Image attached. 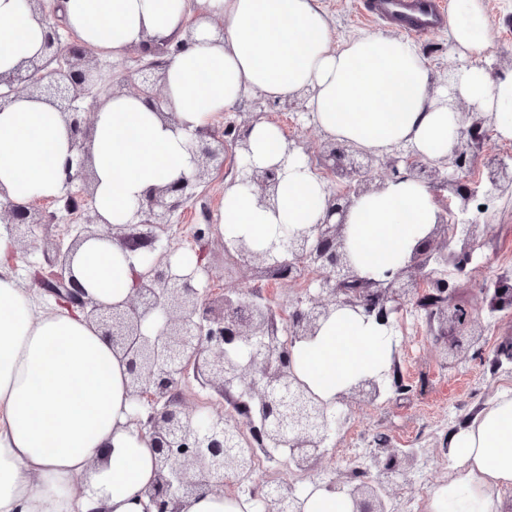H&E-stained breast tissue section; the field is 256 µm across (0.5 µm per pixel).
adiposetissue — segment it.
<instances>
[{
    "instance_id": "adipose-tissue-1",
    "label": "adipose tissue",
    "mask_w": 512,
    "mask_h": 512,
    "mask_svg": "<svg viewBox=\"0 0 512 512\" xmlns=\"http://www.w3.org/2000/svg\"><path fill=\"white\" fill-rule=\"evenodd\" d=\"M63 10L83 46L115 57L149 34L193 32L165 72L178 126L131 94L104 99L95 115L93 206L110 224L129 222L151 188L190 174L193 132L257 93L282 102L308 91L305 108L324 134L374 155L406 143L426 158L443 157L453 144L455 101L496 112L498 137L512 140V76L495 79L485 68L497 33L484 0H453L448 29L460 63L436 90L414 42L385 32L337 37L318 0H64ZM45 29L25 0H0V74L36 57ZM248 141L254 165L280 162L284 134L273 122H253ZM74 156L69 124L48 102L20 96L0 109V190L9 200L61 195ZM325 188L299 158L279 184L276 209L259 208L243 185L225 184L218 223L250 242L274 224H316ZM436 215L429 188L413 180L357 199L348 246L361 275L403 264ZM136 262L92 238L73 271L98 303L115 306L133 292ZM17 264L14 242L0 230V512H147L154 455L131 422L124 357L79 309L43 304L21 288ZM381 332L336 310L314 339L293 347L294 372L335 404L385 361ZM448 447L452 476L426 512H501L502 493L512 488V390L499 391L451 433Z\"/></svg>"
}]
</instances>
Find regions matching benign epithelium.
Here are the masks:
<instances>
[{
	"instance_id": "7a95c632",
	"label": "benign epithelium",
	"mask_w": 512,
	"mask_h": 512,
	"mask_svg": "<svg viewBox=\"0 0 512 512\" xmlns=\"http://www.w3.org/2000/svg\"><path fill=\"white\" fill-rule=\"evenodd\" d=\"M31 11L44 17L57 15L59 0H26ZM183 41L149 36L138 51L144 61L137 80L112 89V94L145 98L170 124L178 123L164 96L165 58L176 53ZM43 51L45 60L21 62L0 75V109L16 94L45 100L68 116L73 160L82 187L58 197L70 216H79L74 233L64 248H57L32 275L33 283L74 307L95 323L112 347L126 359L127 388L136 404L132 423L150 437L156 480L146 491L154 512H180L181 502L216 492L226 486L249 485L261 512H303L295 483L287 479L258 481L255 465L239 448L247 439L252 449L273 454L290 451L289 470L307 476L318 468L339 426L336 413L311 394L292 368L295 343L317 336L333 311L348 308L393 332L394 315L412 304L428 311L429 322L457 331L451 347H467L485 354L486 339L474 328L472 311L451 304L448 267L463 272L474 262L480 248L479 225L458 215L483 186L487 194L512 191V167L496 156L482 162V182L463 189L455 180L476 158L474 148L494 131L496 116L475 106L456 113L454 144L447 155L425 159L401 144L381 157L333 139L321 142L317 157L328 178L324 219L256 250L243 237L222 240L224 254L238 267H248L275 279L295 281L315 274L313 288L283 312L268 295L257 290L231 289L214 292L203 283V269L190 274L174 272L173 251L166 233L174 218L200 196L199 188L224 172L231 160L238 165L231 182L251 189L259 206L275 205L279 173L290 157L308 156L311 148L297 137H286L282 163L260 168L247 160V141L252 121L231 122L222 128L209 126L195 131L190 140L194 164L188 176L153 188L139 199L127 224H97L92 207L95 187L89 169L91 127L84 104L94 88L97 58L79 45H62L59 25L49 24ZM384 167L390 180L412 179L425 184L440 208L429 235L414 249L409 260L384 278L359 275L346 246V216L354 199L381 189L369 173ZM449 195H444V192ZM35 204L0 200V224L9 225L10 236L20 252L42 224H50ZM102 236L125 254L144 258V272L136 288L117 306L97 304L70 272V260L88 238ZM484 302L492 312L512 311V280L502 278L485 290ZM398 392L407 390L396 376V365L380 377H365L337 397L346 405L354 400L372 404L381 396L386 378ZM194 382L215 396L229 410H189L183 402L182 385ZM418 452H399L384 438L372 465L357 476L344 471L325 483L327 489L344 493L353 512H387L386 501L398 478L416 465Z\"/></svg>"
}]
</instances>
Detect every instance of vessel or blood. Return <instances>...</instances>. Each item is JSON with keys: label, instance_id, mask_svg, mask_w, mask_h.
<instances>
[{"label": "vessel or blood", "instance_id": "obj_1", "mask_svg": "<svg viewBox=\"0 0 512 512\" xmlns=\"http://www.w3.org/2000/svg\"><path fill=\"white\" fill-rule=\"evenodd\" d=\"M364 5L372 19L399 23L414 35L438 29L448 21L445 0H365Z\"/></svg>", "mask_w": 512, "mask_h": 512}]
</instances>
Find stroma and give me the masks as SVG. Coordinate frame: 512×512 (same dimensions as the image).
I'll use <instances>...</instances> for the list:
<instances>
[{
	"label": "stroma",
	"instance_id": "obj_1",
	"mask_svg": "<svg viewBox=\"0 0 512 512\" xmlns=\"http://www.w3.org/2000/svg\"><path fill=\"white\" fill-rule=\"evenodd\" d=\"M337 35L354 31H375V24L361 14V0H320ZM490 23L498 39L495 50L501 73L512 72V0H485ZM421 55L430 68L434 85L446 82L455 61L448 44L447 28L418 38ZM223 182L210 181L205 193L181 216L176 217L170 231L176 252L194 249L191 233L202 226L203 208L219 212ZM469 216L481 226L482 246L475 270L453 279L455 299L469 304L476 324L482 329L487 348L512 338V314L489 312L481 302V288L500 275L512 273V197L478 194ZM209 279L223 289L272 290L280 306H288L295 294L287 281H273L258 274L233 267L224 256L218 235L209 238ZM393 336L397 347V365L406 378L414 380L416 390L398 394L386 390L376 403L351 402L340 413L341 426L336 431L325 458L307 483L327 481L340 471L359 463L370 464L372 439L388 435L394 447L419 451L416 466L400 478L394 492V512H424L433 491L447 483L452 474L445 460L449 435L458 429L497 390L512 387V364L499 370L472 359L470 352L445 354L443 344L435 342L424 311L401 312L395 322Z\"/></svg>",
	"mask_w": 512,
	"mask_h": 512
}]
</instances>
